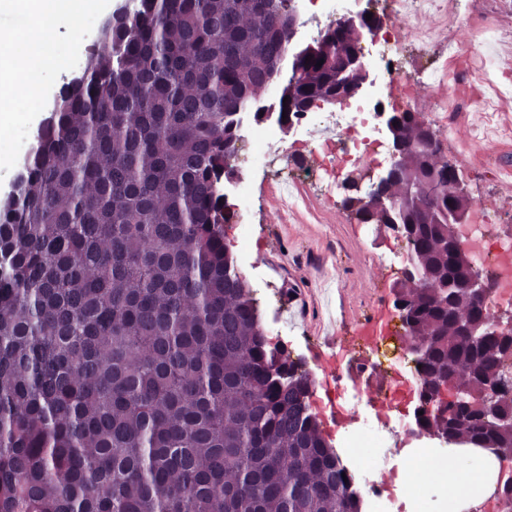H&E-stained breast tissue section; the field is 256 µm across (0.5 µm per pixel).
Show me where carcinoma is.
<instances>
[{
    "instance_id": "cac0c4a2",
    "label": "carcinoma",
    "mask_w": 512,
    "mask_h": 512,
    "mask_svg": "<svg viewBox=\"0 0 512 512\" xmlns=\"http://www.w3.org/2000/svg\"><path fill=\"white\" fill-rule=\"evenodd\" d=\"M138 0L66 82L0 199V512H362L319 429L309 376L270 345L224 246L241 110L275 82L288 0ZM366 29L328 27L336 47ZM280 111L353 81L300 60ZM404 162L363 224L400 228L422 287L400 291L431 410L450 443L512 459V393L480 404L505 336L481 335L448 223V161L401 114Z\"/></svg>"
}]
</instances>
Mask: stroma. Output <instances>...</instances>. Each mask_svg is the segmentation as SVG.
<instances>
[{"mask_svg":"<svg viewBox=\"0 0 512 512\" xmlns=\"http://www.w3.org/2000/svg\"><path fill=\"white\" fill-rule=\"evenodd\" d=\"M114 6L115 0H97L72 28L50 35L52 58L67 63L62 70L18 45L0 43V59L40 75L38 91L15 82L8 94L11 118L0 121V197L8 193L24 148L32 144L62 85L77 74L89 52L105 56L99 31ZM458 11L462 25L472 27L476 36L493 31L512 34V9H502L500 0H460ZM381 34L408 74L440 66L448 57L447 40L421 44L413 33L387 27ZM485 121L484 112L471 109L451 113L446 121L432 120L430 126L440 157L456 166L472 202L496 206L498 219L488 227L489 242H512V179L502 172L505 164H512V135L478 136ZM452 123L467 134L470 145L449 137ZM234 168L243 173L250 194L244 199L228 197L226 207L234 218L224 225V244L239 262L268 341L287 343L289 360L302 362L311 377L310 404L323 435L337 454H344L348 429L374 417L376 410L365 393L352 388L345 398H336L327 358L332 355L338 363L349 364L350 343L361 323L393 313L392 288L403 279L408 262L398 257L390 228L359 223L343 205L345 196H363L370 179L360 180L348 192H330L325 171H310L303 163L291 172L267 158L254 161L246 143ZM329 273L342 290L338 333L331 348L318 336L325 308L321 285ZM356 454L369 464L371 480L388 488L394 512H405L409 505L415 512H448L447 460L431 458L421 484L410 485L400 466L402 453H394L388 462L381 461L375 448H360Z\"/></svg>","mask_w":512,"mask_h":512,"instance_id":"stroma-1","label":"stroma"}]
</instances>
